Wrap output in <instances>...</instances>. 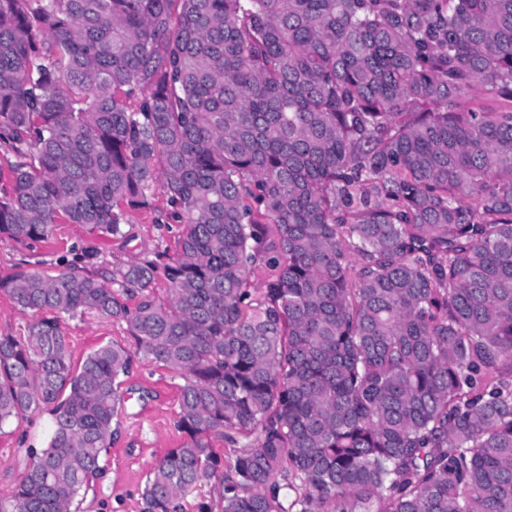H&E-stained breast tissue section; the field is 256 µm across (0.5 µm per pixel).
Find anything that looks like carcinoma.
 <instances>
[{"label":"carcinoma","instance_id":"obj_1","mask_svg":"<svg viewBox=\"0 0 512 512\" xmlns=\"http://www.w3.org/2000/svg\"><path fill=\"white\" fill-rule=\"evenodd\" d=\"M0 160V241L123 238L158 182L185 225L0 278L56 313L0 338V431L52 417L0 512L102 470L133 358L72 369L87 313L184 379L141 512H512V0H0Z\"/></svg>","mask_w":512,"mask_h":512}]
</instances>
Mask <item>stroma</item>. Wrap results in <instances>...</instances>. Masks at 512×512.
I'll list each match as a JSON object with an SVG mask.
<instances>
[{
    "label": "stroma",
    "mask_w": 512,
    "mask_h": 512,
    "mask_svg": "<svg viewBox=\"0 0 512 512\" xmlns=\"http://www.w3.org/2000/svg\"><path fill=\"white\" fill-rule=\"evenodd\" d=\"M169 206L163 191H156L150 208L126 215V239H113L89 232L75 224H58L48 243L0 242V276L16 266L48 273L76 264L104 271L107 263L144 254H174L182 225L166 220ZM68 353L73 367L99 345L114 344L134 350L128 326L120 320L94 315L63 318ZM182 378L153 359L135 356L121 390L124 405L117 417L109 453L103 457V472L78 498V512H140L141 493L157 460L178 447L183 435L176 422ZM51 417L33 413L19 427H6L0 434V496L9 495L30 463L29 451L41 447L48 435Z\"/></svg>",
    "instance_id": "stroma-1"
}]
</instances>
